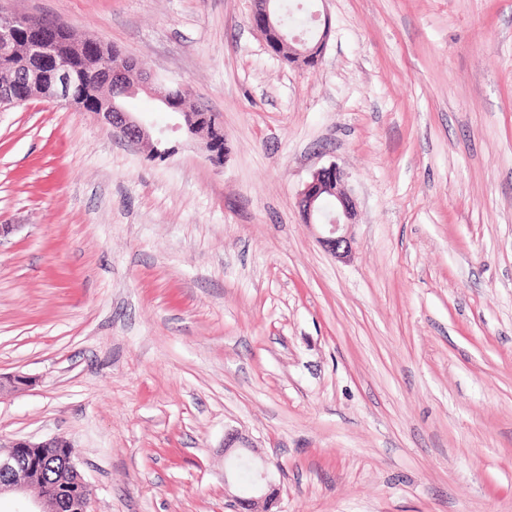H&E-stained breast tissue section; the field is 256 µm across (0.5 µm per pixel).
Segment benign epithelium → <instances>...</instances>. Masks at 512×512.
Masks as SVG:
<instances>
[{
  "label": "benign epithelium",
  "mask_w": 512,
  "mask_h": 512,
  "mask_svg": "<svg viewBox=\"0 0 512 512\" xmlns=\"http://www.w3.org/2000/svg\"><path fill=\"white\" fill-rule=\"evenodd\" d=\"M253 0L252 26L263 36H273L288 43V49L300 60H320L330 38L331 21L323 18V26L314 46L309 47L298 39L286 41V35L275 28L268 11ZM28 15L17 12L0 14V110L18 106L34 98H45L76 104L77 90L83 74L73 69L68 58L60 57L54 47L32 38L19 43L17 24ZM135 65L130 60L117 63L98 72L92 86L98 107L96 115L110 124L123 138L149 148L153 156H167L175 147L158 145L163 142L144 122L123 106L116 103L112 90L134 96L143 91L156 94L152 76H134ZM177 128L195 137L199 131H218L219 123L211 112H181ZM347 174L336 164L317 169L298 194V208L303 223L320 228L318 242L334 258L350 260L353 238L350 228L356 223V203L348 191ZM332 198L333 217L325 220L320 206ZM248 450L247 440L237 433L224 437V454L243 458L241 450ZM255 473L254 489L247 497L230 495L233 512H271L279 488L271 480L269 462H252ZM36 488L34 512H96L89 485L72 458L70 443L61 437L34 441L20 438L12 442L6 452L0 451V495L3 493L26 494Z\"/></svg>",
  "instance_id": "1"
}]
</instances>
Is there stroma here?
I'll return each mask as SVG.
<instances>
[{"instance_id":"1","label":"stroma","mask_w":512,"mask_h":512,"mask_svg":"<svg viewBox=\"0 0 512 512\" xmlns=\"http://www.w3.org/2000/svg\"><path fill=\"white\" fill-rule=\"evenodd\" d=\"M188 83L229 155L150 160L97 115L0 111V445L71 441L97 512H232L224 435L272 512H512V0H323L313 68L251 0H0ZM336 164L349 262L298 193ZM252 467L246 462L236 464L237 474L248 481L253 470L255 473L254 489L247 497L229 494L234 512H271L279 494V488L271 480L269 462L262 460L258 464L252 457H248Z\"/></svg>"}]
</instances>
